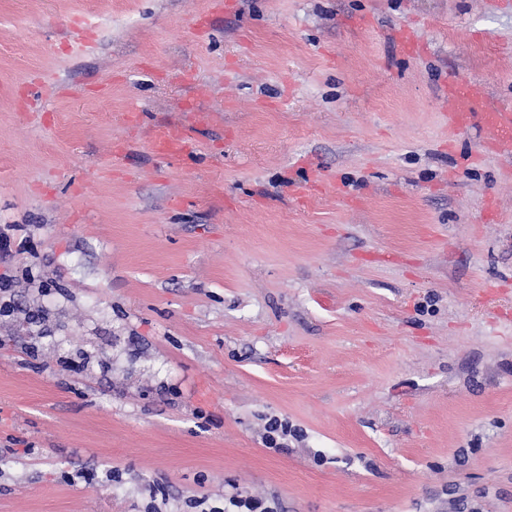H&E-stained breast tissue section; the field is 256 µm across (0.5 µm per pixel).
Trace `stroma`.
I'll return each instance as SVG.
<instances>
[{
  "label": "stroma",
  "mask_w": 512,
  "mask_h": 512,
  "mask_svg": "<svg viewBox=\"0 0 512 512\" xmlns=\"http://www.w3.org/2000/svg\"><path fill=\"white\" fill-rule=\"evenodd\" d=\"M452 77L512 107V0H0V512H512V154ZM448 124L453 130L477 126L484 131L482 147L496 153H512V110L486 108L471 84L460 80L448 83ZM153 153L159 157H169L184 149L183 137L168 127L158 129L151 140ZM251 496H244L236 491L224 496V508L214 509L213 512H274L273 507Z\"/></svg>",
  "instance_id": "1"
}]
</instances>
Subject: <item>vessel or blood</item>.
I'll use <instances>...</instances> for the list:
<instances>
[{
  "mask_svg": "<svg viewBox=\"0 0 512 512\" xmlns=\"http://www.w3.org/2000/svg\"><path fill=\"white\" fill-rule=\"evenodd\" d=\"M448 124L455 130L479 127L484 132L482 146L496 153H512V109L506 107H484L479 102L471 84L452 81L447 94ZM153 153L169 157L184 149L182 136L162 128L151 140Z\"/></svg>",
  "mask_w": 512,
  "mask_h": 512,
  "instance_id": "vessel-or-blood-1",
  "label": "vessel or blood"
}]
</instances>
